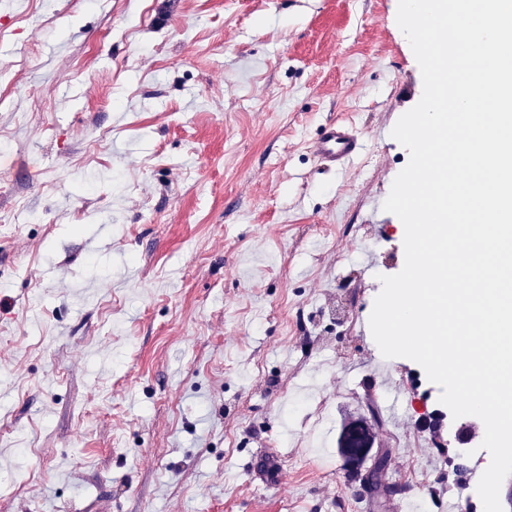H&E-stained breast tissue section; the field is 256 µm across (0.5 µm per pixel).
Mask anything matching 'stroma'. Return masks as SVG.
I'll list each match as a JSON object with an SVG mask.
<instances>
[{
  "mask_svg": "<svg viewBox=\"0 0 512 512\" xmlns=\"http://www.w3.org/2000/svg\"><path fill=\"white\" fill-rule=\"evenodd\" d=\"M397 8L0 0V512H483L480 427L369 325L423 92ZM357 420L401 495L350 480ZM310 150L327 170H338L359 157L363 143L352 124L332 121L310 143ZM340 444L342 453L347 452V450H351L357 453L362 448H369L368 444H370V442L368 440L365 428L360 425H355L349 427L342 433Z\"/></svg>",
  "mask_w": 512,
  "mask_h": 512,
  "instance_id": "stroma-1",
  "label": "stroma"
}]
</instances>
